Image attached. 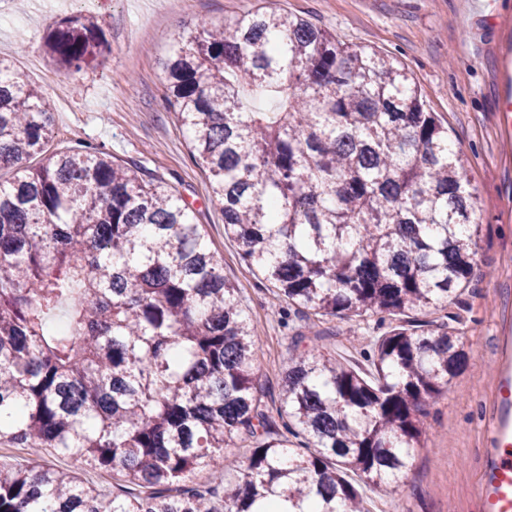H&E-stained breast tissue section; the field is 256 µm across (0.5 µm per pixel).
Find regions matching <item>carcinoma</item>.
Listing matches in <instances>:
<instances>
[{
  "instance_id": "cac0c4a2",
  "label": "carcinoma",
  "mask_w": 512,
  "mask_h": 512,
  "mask_svg": "<svg viewBox=\"0 0 512 512\" xmlns=\"http://www.w3.org/2000/svg\"><path fill=\"white\" fill-rule=\"evenodd\" d=\"M48 47L64 70L108 49L81 14ZM166 71L225 235L289 306L378 315L370 374L313 346L268 405L237 289L177 190L87 146L28 164L51 113L1 58L0 446L71 456L112 493L0 466V512H365L363 490L408 467L426 400L469 358L449 322L416 319L473 275L465 163L404 67L277 10L180 37ZM243 435L247 465L226 482ZM200 467L209 482L191 481Z\"/></svg>"
}]
</instances>
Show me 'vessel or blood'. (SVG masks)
<instances>
[{
  "instance_id": "vessel-or-blood-1",
  "label": "vessel or blood",
  "mask_w": 512,
  "mask_h": 512,
  "mask_svg": "<svg viewBox=\"0 0 512 512\" xmlns=\"http://www.w3.org/2000/svg\"><path fill=\"white\" fill-rule=\"evenodd\" d=\"M498 389L487 418L488 444L475 490V512H512V311L498 336Z\"/></svg>"
}]
</instances>
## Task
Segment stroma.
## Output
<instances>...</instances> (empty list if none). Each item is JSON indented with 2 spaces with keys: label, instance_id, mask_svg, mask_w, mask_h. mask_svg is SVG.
I'll list each match as a JSON object with an SVG mask.
<instances>
[{
  "label": "stroma",
  "instance_id": "obj_1",
  "mask_svg": "<svg viewBox=\"0 0 512 512\" xmlns=\"http://www.w3.org/2000/svg\"><path fill=\"white\" fill-rule=\"evenodd\" d=\"M471 0H69L32 28L0 31V58L24 72L52 116L54 153L91 146L120 163L164 178L201 224L211 251L236 288L252 329L260 388L277 394L295 349L312 346L365 370L362 334L375 320L289 312L224 234L221 204L193 161L185 131L169 107L165 62L176 40L200 25L219 24L260 7L306 19L342 42L375 49L404 65L427 111L433 112L467 162L475 239V272L462 302L449 306L471 347L466 367L425 405L426 430L409 467L388 492H366L367 512H473L472 490L486 446V413L496 389L498 326L512 304V127L498 110L501 57L512 50V0L473 12ZM96 16L110 52L104 62L62 72L45 38L58 22Z\"/></svg>",
  "mask_w": 512,
  "mask_h": 512
}]
</instances>
